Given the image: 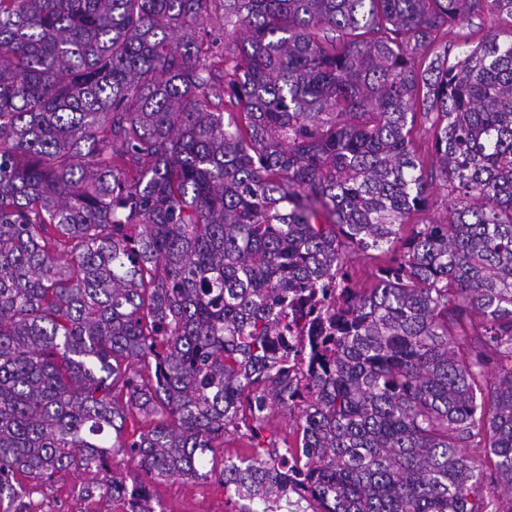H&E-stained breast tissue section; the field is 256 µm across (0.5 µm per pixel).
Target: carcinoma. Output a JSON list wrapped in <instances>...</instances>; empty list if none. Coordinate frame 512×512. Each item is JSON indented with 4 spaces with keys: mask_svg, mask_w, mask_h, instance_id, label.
<instances>
[{
    "mask_svg": "<svg viewBox=\"0 0 512 512\" xmlns=\"http://www.w3.org/2000/svg\"><path fill=\"white\" fill-rule=\"evenodd\" d=\"M512 0H0V512L126 456L240 512H512ZM431 121L446 216L414 150ZM401 254L373 287L342 246ZM494 457L483 472L463 449ZM300 452V477L279 466ZM504 489L507 497L498 494ZM156 512L112 473L86 496ZM512 31V18L506 14L500 16H482L465 22L448 35L450 46V59L453 60L463 49L474 47L485 36L494 33L507 34ZM445 195L446 190H444L443 182L436 181V183L433 184L429 209L423 213L414 215L412 217L413 224L404 225L401 232L402 237H407L412 233L413 229L416 228V224H414L415 222L424 223L442 219L443 215H445ZM296 429L295 417L293 418L288 413L275 410L269 414L262 434L268 441L272 440L277 443L278 447H283L284 441L287 443L288 439L293 441V430ZM246 436L240 433L224 435V447L214 448L213 472L207 480H156L151 483L153 505L165 512H238L243 501L233 490L226 492L220 475L225 458L251 455Z\"/></svg>",
    "mask_w": 512,
    "mask_h": 512,
    "instance_id": "1",
    "label": "carcinoma"
}]
</instances>
